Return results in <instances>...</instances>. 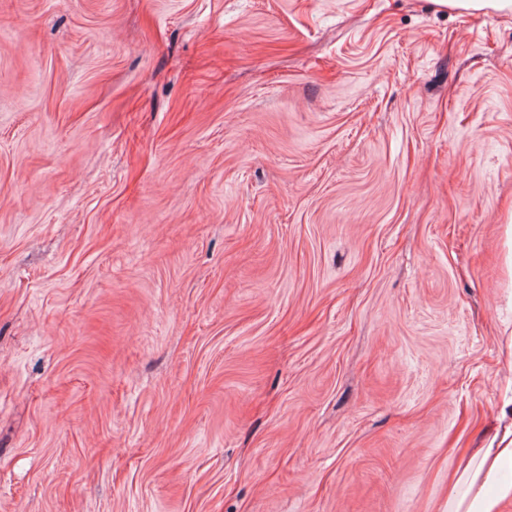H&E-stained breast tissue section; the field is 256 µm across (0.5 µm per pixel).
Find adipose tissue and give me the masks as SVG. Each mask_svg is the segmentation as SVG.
Listing matches in <instances>:
<instances>
[{"label":"adipose tissue","instance_id":"obj_1","mask_svg":"<svg viewBox=\"0 0 512 512\" xmlns=\"http://www.w3.org/2000/svg\"><path fill=\"white\" fill-rule=\"evenodd\" d=\"M504 396L493 435L453 474L446 512H504L512 504V385Z\"/></svg>","mask_w":512,"mask_h":512}]
</instances>
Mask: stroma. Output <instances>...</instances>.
Instances as JSON below:
<instances>
[{"label": "stroma", "instance_id": "stroma-1", "mask_svg": "<svg viewBox=\"0 0 512 512\" xmlns=\"http://www.w3.org/2000/svg\"><path fill=\"white\" fill-rule=\"evenodd\" d=\"M511 222V16L0 0V512H444Z\"/></svg>", "mask_w": 512, "mask_h": 512}]
</instances>
